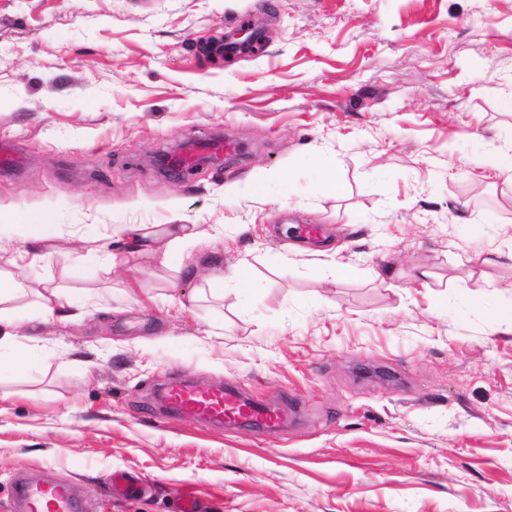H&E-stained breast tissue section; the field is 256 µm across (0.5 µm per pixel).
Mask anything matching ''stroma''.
Instances as JSON below:
<instances>
[{"label": "stroma", "mask_w": 512, "mask_h": 512, "mask_svg": "<svg viewBox=\"0 0 512 512\" xmlns=\"http://www.w3.org/2000/svg\"><path fill=\"white\" fill-rule=\"evenodd\" d=\"M249 26L262 54L200 52ZM217 136L241 154L188 181L153 163ZM4 144L0 265L45 213L67 233L14 277L95 297L0 363V512L21 471L84 512H512V0H0ZM113 224L224 236L107 269L77 237ZM179 377L289 423L168 414Z\"/></svg>", "instance_id": "stroma-1"}]
</instances>
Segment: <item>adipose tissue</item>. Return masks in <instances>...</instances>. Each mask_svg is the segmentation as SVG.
<instances>
[{
    "instance_id": "1",
    "label": "adipose tissue",
    "mask_w": 512,
    "mask_h": 512,
    "mask_svg": "<svg viewBox=\"0 0 512 512\" xmlns=\"http://www.w3.org/2000/svg\"><path fill=\"white\" fill-rule=\"evenodd\" d=\"M113 237L123 240L129 253L155 252L162 267H171L181 255L184 246L199 243L205 236L197 224H166L153 230L144 224H116ZM25 285L14 276L0 269V350H8L15 364L28 362L39 348L40 340L29 327L14 322L5 307L6 302L24 295Z\"/></svg>"
}]
</instances>
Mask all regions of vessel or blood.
I'll list each match as a JSON object with an SVG mask.
<instances>
[{
    "label": "vessel or blood",
    "mask_w": 512,
    "mask_h": 512,
    "mask_svg": "<svg viewBox=\"0 0 512 512\" xmlns=\"http://www.w3.org/2000/svg\"><path fill=\"white\" fill-rule=\"evenodd\" d=\"M166 399L179 413L204 423L214 421L250 420L258 425L274 427L280 424L279 409L239 400L234 389L213 386L194 388L173 385ZM83 496L70 483H48L28 474H19L13 486L12 512H82Z\"/></svg>",
    "instance_id": "obj_1"
}]
</instances>
